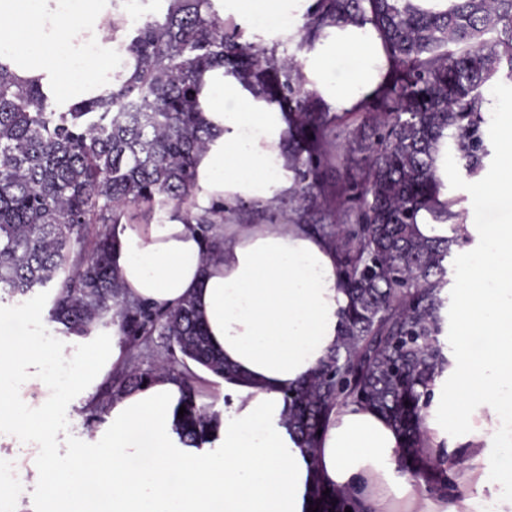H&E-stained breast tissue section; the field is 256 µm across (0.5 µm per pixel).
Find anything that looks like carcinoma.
<instances>
[{"instance_id": "cac0c4a2", "label": "carcinoma", "mask_w": 512, "mask_h": 512, "mask_svg": "<svg viewBox=\"0 0 512 512\" xmlns=\"http://www.w3.org/2000/svg\"><path fill=\"white\" fill-rule=\"evenodd\" d=\"M366 17L384 40L390 69L349 143L368 150L365 165L332 180L328 162L343 160L332 139L341 115L304 91L298 56L325 29ZM129 50L136 59L129 79L65 112L0 66V293L44 297L50 320L67 334L87 336L118 319L134 345L161 328L168 340L161 371L181 382L186 408L177 435L193 448L215 440L214 413L197 403L191 366L221 381L231 371L194 302L166 312L127 308L109 233L90 252L85 241L90 224L125 215L148 221L167 207L209 236L211 215L184 205L196 157L212 137L199 108L200 77L222 66L284 113L294 180L288 220L334 246L349 297L336 348L305 385L285 391L289 433L313 451L333 405H370L403 437L405 468L431 490L452 488L453 474L417 452L423 401L448 366V259L471 242L458 200L438 201L439 171L445 157L471 178L485 166L484 92L495 82L512 84V0H448L443 11L414 0H317L283 49L245 40L212 0H170L164 14L134 29ZM423 211L450 225L453 236H421ZM156 374L114 375L94 413ZM325 490L314 481L318 512L356 509L344 494Z\"/></svg>"}]
</instances>
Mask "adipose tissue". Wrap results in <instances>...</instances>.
Returning a JSON list of instances; mask_svg holds the SVG:
<instances>
[{"instance_id": "1", "label": "adipose tissue", "mask_w": 512, "mask_h": 512, "mask_svg": "<svg viewBox=\"0 0 512 512\" xmlns=\"http://www.w3.org/2000/svg\"><path fill=\"white\" fill-rule=\"evenodd\" d=\"M218 15L253 42H287L315 0H214ZM145 8L129 0H0V64L21 86L49 88L60 110L99 97L135 71L129 34ZM303 87L332 112L375 96L389 61L368 21L327 29L298 58ZM199 105L214 138L196 160L195 212L267 206L293 187L280 109L224 69L205 71ZM500 137L499 176L472 178V205L493 195L512 208V100L485 95ZM481 245L461 256L453 323L458 351L423 410L420 456L453 460L454 486L429 490L396 469L402 439L377 410L334 406L315 449L284 423V392L335 348L341 310L335 250L301 224H218L214 259L197 224L166 209L146 224L110 225L125 298L158 311L193 300L211 345L234 370L224 384L219 445L191 448L174 430L180 384L165 374L115 396L105 446L25 468L59 512H310L313 479L349 496L358 512H512V225L470 227ZM20 306L0 332V429L48 436L59 401L90 406L99 382L123 370L119 327L88 336L27 332Z\"/></svg>"}]
</instances>
